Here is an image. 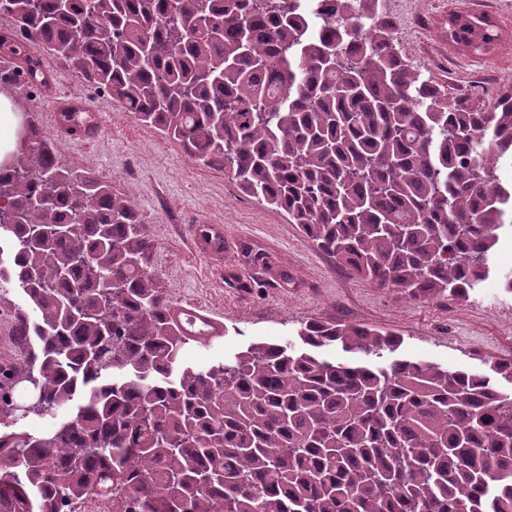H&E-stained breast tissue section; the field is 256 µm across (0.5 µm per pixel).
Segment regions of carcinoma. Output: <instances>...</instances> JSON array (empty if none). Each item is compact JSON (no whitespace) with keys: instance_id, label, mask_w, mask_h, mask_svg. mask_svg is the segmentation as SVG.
Here are the masks:
<instances>
[{"instance_id":"cac0c4a2","label":"carcinoma","mask_w":512,"mask_h":512,"mask_svg":"<svg viewBox=\"0 0 512 512\" xmlns=\"http://www.w3.org/2000/svg\"><path fill=\"white\" fill-rule=\"evenodd\" d=\"M0 0L40 53L219 169L351 273L413 300L470 299L512 227V85L463 108L413 69L383 0ZM486 17L448 41L487 53ZM0 167V512H512V359L490 373L393 358L401 337L310 321L299 342L183 362L217 335L150 270L110 183L34 123ZM337 345L362 361L320 351ZM51 416L45 431L24 425ZM23 304V292L17 286L12 289L7 299L0 303V352L9 350L20 351L16 346L14 336L10 335V327L13 323L15 307Z\"/></svg>"}]
</instances>
